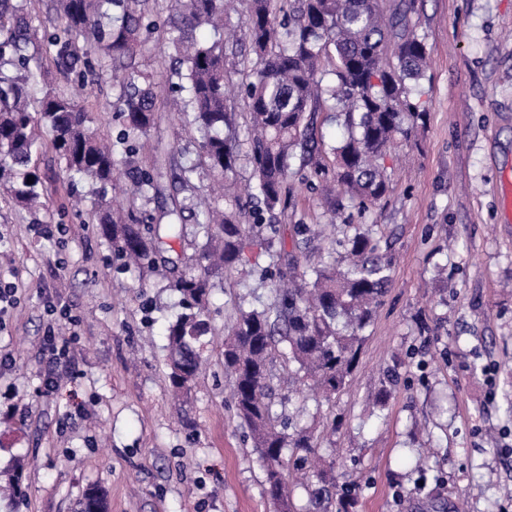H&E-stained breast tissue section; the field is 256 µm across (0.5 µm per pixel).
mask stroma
Returning <instances> with one entry per match:
<instances>
[{"instance_id":"35a3bbf8","label":"stroma","mask_w":512,"mask_h":512,"mask_svg":"<svg viewBox=\"0 0 512 512\" xmlns=\"http://www.w3.org/2000/svg\"><path fill=\"white\" fill-rule=\"evenodd\" d=\"M416 13L430 119L416 148H393L385 199L362 218L344 193L326 204L294 181L274 217L289 240L294 225H325L299 262L317 260L361 219L377 225L392 257L357 370L335 398L308 389L296 398L352 512H422L436 499L451 512H512V454L502 450L512 443V221L500 194L512 180V0H416ZM173 54L161 29L137 58L152 75L151 136L170 169L198 159L185 116L167 105ZM224 54L229 105L242 123L249 45L225 43ZM43 66L48 86L75 88L101 130L119 134L111 71L76 88L51 57ZM36 167L48 191L43 211L21 209L0 186V285L16 288L0 311V474L22 475L21 493L1 496L0 512H78L92 488L108 512H273L223 358L238 297L269 302L268 285L244 267L217 280L202 371L188 400L174 398L165 331L180 296L168 282L184 270L194 231L165 241L155 271L116 269L92 221L96 196L81 212L66 209L73 177L46 147ZM160 187L143 200L119 172L107 195L157 224L186 196L170 177ZM50 329L66 357L42 351Z\"/></svg>"}]
</instances>
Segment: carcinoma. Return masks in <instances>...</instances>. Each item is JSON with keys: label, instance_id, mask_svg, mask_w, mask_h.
I'll return each mask as SVG.
<instances>
[{"label": "carcinoma", "instance_id": "carcinoma-1", "mask_svg": "<svg viewBox=\"0 0 512 512\" xmlns=\"http://www.w3.org/2000/svg\"><path fill=\"white\" fill-rule=\"evenodd\" d=\"M158 0H54L53 13L33 24L18 0H0V184L30 211L44 207L47 189L28 180L38 147L47 143L63 168L101 191L115 173L114 144L65 89L31 91L40 64L30 46L43 32L57 66L79 80L110 68L117 75V110L124 121L119 143L131 155L150 137L156 103L150 77L136 58L157 27ZM227 0H166L169 42L177 67L173 101L192 108L199 136V162L187 170L225 176L234 171L242 144L248 145L255 190L268 212L285 202L296 178L315 188L334 183L360 213L380 205L389 191L385 157L391 145L412 142L429 112L419 80L427 45L413 20L415 0H251L245 34L254 58L241 90L248 107L245 139L225 94L224 10ZM120 16L112 17V9ZM218 35L201 42L196 32ZM83 41L90 52L80 54ZM330 76L327 84L322 77ZM332 103L345 135L334 146L318 140L314 116ZM300 155L299 168L291 160ZM126 177L141 197L157 189L158 174L127 163ZM240 196L225 207L195 205L194 223L206 238L192 258L193 270L172 288L181 312L166 328L170 387L188 390L199 368L197 344L209 330L208 299L213 278L230 275L246 263V251L265 250L264 275L274 285L269 306L239 303L224 336V373L232 386L236 417L249 430L274 508H294L285 470L305 471L307 503L302 512H349L351 499L325 478V464L309 428L277 411L291 397L275 402L271 382L276 351L282 350L288 379L331 398L353 372L382 298L391 282V261L381 252L372 227L350 224L337 241L347 264L319 259L304 267H279L284 243L280 224H244ZM102 226L120 268H149L164 239H179L183 226L144 225L123 217L111 203L100 205ZM80 512H105L103 495L89 490Z\"/></svg>", "mask_w": 512, "mask_h": 512}]
</instances>
